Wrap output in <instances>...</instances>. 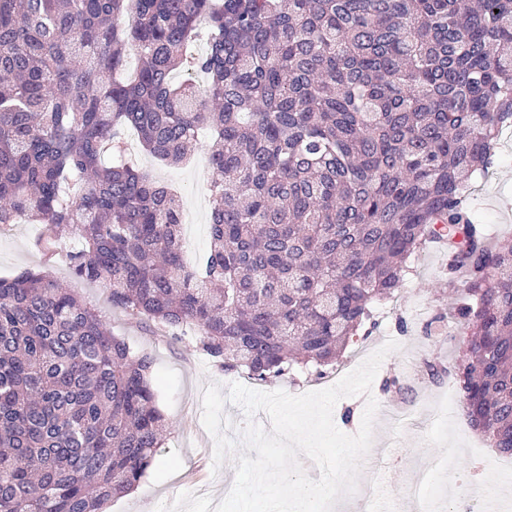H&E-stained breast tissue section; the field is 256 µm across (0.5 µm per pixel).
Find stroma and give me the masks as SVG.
<instances>
[{"label": "stroma", "instance_id": "35a3bbf8", "mask_svg": "<svg viewBox=\"0 0 512 512\" xmlns=\"http://www.w3.org/2000/svg\"><path fill=\"white\" fill-rule=\"evenodd\" d=\"M125 138L127 160L180 193L184 216L196 222L195 228L183 231L188 257L198 259L209 248L210 136L201 135L191 161L179 167L151 157L133 131H126ZM471 203L490 237L512 238V129L502 133L494 163L475 176ZM39 233V225L25 218L0 229V277L26 268L45 271L98 310L114 335L153 359L157 406L167 423L165 440L156 466L133 490L113 497L106 505L108 512H165L169 507L174 512H214L225 482L235 478V468L229 460L220 470L212 468L214 439L202 424V394L210 383L244 384L247 376L220 370L199 349L195 337L137 323L113 307L106 288L72 273L68 253L73 240H66L55 259L48 261L36 246ZM448 263L447 250L427 247L413 261L396 297L382 306L371 336L343 354L341 371L348 373L387 341L398 344L384 358L371 388L378 411L372 447L361 469L376 471L377 479L341 499L334 512H359L364 499L372 512H412L407 489L414 474L440 457L451 463L427 490L429 504L446 502L450 512H484L489 505L495 512H512V493H497L505 485V473L512 471V459L495 453L473 431L455 379L469 336L440 320L448 312ZM442 396L448 401V421L443 425L429 411ZM408 401L414 402L415 411L408 420H399L398 411Z\"/></svg>", "mask_w": 512, "mask_h": 512}]
</instances>
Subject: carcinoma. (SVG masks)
<instances>
[{"label": "carcinoma", "instance_id": "carcinoma-1", "mask_svg": "<svg viewBox=\"0 0 512 512\" xmlns=\"http://www.w3.org/2000/svg\"><path fill=\"white\" fill-rule=\"evenodd\" d=\"M510 126L512 0H0V224L34 218L48 260L70 233L112 305L259 382L336 368L440 239L466 415L506 457L512 240L469 183ZM126 127L170 165L210 131L196 263ZM152 364L43 271L0 277V512H101L137 486L162 447Z\"/></svg>", "mask_w": 512, "mask_h": 512}]
</instances>
